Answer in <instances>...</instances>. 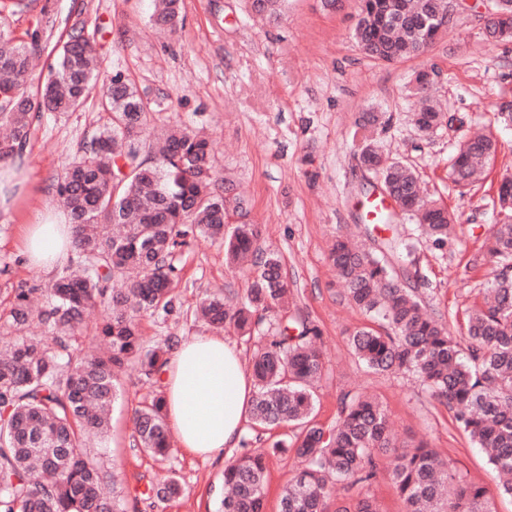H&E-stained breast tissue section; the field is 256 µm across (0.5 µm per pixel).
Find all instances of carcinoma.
Listing matches in <instances>:
<instances>
[{"label": "carcinoma", "instance_id": "obj_1", "mask_svg": "<svg viewBox=\"0 0 512 512\" xmlns=\"http://www.w3.org/2000/svg\"><path fill=\"white\" fill-rule=\"evenodd\" d=\"M284 0H250L252 12L270 24L282 18ZM379 0H359L352 37L366 55L385 63L420 57L444 34L436 14L441 0H398L385 21L370 20ZM24 0H0V160L23 155L37 123L47 112H73L101 88L109 124L83 147V156L64 167L57 195L74 224L76 262L48 284L16 291L8 311H0V512H123L104 494L112 475L83 451L85 439L110 427L117 378L132 365L146 378L159 374L170 345L144 344L138 316L171 313L173 284L179 280L175 252L197 231L224 243L227 263L248 265L252 279L233 304L205 298L198 309L215 329L249 335L266 314L285 308L290 283L279 255L260 246L258 224H224L227 207L247 209L229 179L217 176L209 141L186 130L164 138L162 151L143 154L147 103L121 72L99 85L95 49L82 32L54 45L37 32L18 39L8 15ZM180 0H155L153 27L176 32ZM485 36L512 40V0H492ZM52 57L39 75L32 60ZM418 130L429 135L448 122L424 89L415 91ZM384 124L379 112L355 121L364 132L358 162L395 196L402 212L415 217L434 247L448 243L453 218L428 199L417 171L384 156L366 132ZM497 153V141L481 134L462 142L452 159L453 182L466 187ZM494 268L483 302L470 309L466 332L448 334L428 313L418 289L403 285L382 252L336 237L329 258L350 303L376 318L380 327L353 330L348 343L376 372H411L430 395L444 402L470 440L485 450L503 477L498 493L512 497V177L502 179L497 218L486 238ZM101 305L97 337L107 344L92 353L79 343L88 311ZM38 322L49 339L19 334ZM320 329L304 318L277 327L254 354L256 393L252 419L263 427L297 423L289 446L302 460L281 494V512H329L335 486L370 484L386 475L405 512H493L486 487L455 476L448 460L423 444L398 446L389 418L376 400L350 391L341 394L336 423L312 422L315 383L324 375ZM141 450L159 457L170 451L164 397L157 394L133 415ZM266 457L248 451L224 467L220 512H264ZM41 480H32L34 471ZM455 484L454 494L444 489ZM162 501L182 494L170 476L151 486Z\"/></svg>", "mask_w": 512, "mask_h": 512}]
</instances>
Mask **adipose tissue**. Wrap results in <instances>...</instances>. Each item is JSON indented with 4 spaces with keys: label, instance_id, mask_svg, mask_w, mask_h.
<instances>
[{
    "label": "adipose tissue",
    "instance_id": "1",
    "mask_svg": "<svg viewBox=\"0 0 512 512\" xmlns=\"http://www.w3.org/2000/svg\"><path fill=\"white\" fill-rule=\"evenodd\" d=\"M72 238L68 224L29 225L25 247L31 263L53 266ZM161 376L168 424L186 452L215 460L238 448L255 386L234 343L219 334L185 339Z\"/></svg>",
    "mask_w": 512,
    "mask_h": 512
}]
</instances>
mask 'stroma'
I'll list each match as a JSON object with an SVG mask.
<instances>
[{
    "label": "stroma",
    "instance_id": "stroma-1",
    "mask_svg": "<svg viewBox=\"0 0 512 512\" xmlns=\"http://www.w3.org/2000/svg\"><path fill=\"white\" fill-rule=\"evenodd\" d=\"M26 2L9 18L14 35L35 30L54 43L71 28L83 29L102 76L124 71L147 102V143L173 127L205 135L213 143L217 170L248 197L246 219L261 225L262 246L280 252L293 301L264 319L256 336H234L244 360H251L261 337L271 335L278 322L308 316L322 333L325 360L314 423L335 422L344 392L374 397L398 440L425 442L447 458L457 476L495 492L496 473L446 405L432 398L415 375L374 372L353 354L350 332L375 321L344 299L328 259L329 244L340 233L376 248L394 237L413 241L412 260L391 252V266L399 273L414 266L428 308L441 315L451 333L463 327L491 270L484 241L497 188L512 175V124L498 117L500 106L512 103V42L485 40L487 0H463L453 28L427 55L393 64L377 63L355 45L357 0H340L333 8L324 0H285L275 25L252 15L246 0H182L183 23L170 36L150 24L153 0ZM422 70L433 72L434 95L449 118L448 125L425 137L412 120L410 95ZM364 112L384 113L388 124L378 134L384 153L416 168L428 196L453 216L455 228L444 248L426 242L407 216L396 215L389 224L367 222V192L378 179L357 161L360 141L353 132ZM108 121L94 92L81 109L46 114L37 126L19 162L26 179L13 188V207L0 211V309L22 282L55 276V269L27 262L21 227L41 213L50 223H67L54 191L56 178ZM478 128L493 135L498 152L482 180L462 188L452 183L448 166L458 142ZM175 263L181 308L169 316L142 317L146 345L211 333V326L195 315L199 301L228 292L244 297L251 281L249 270L228 269L221 242L201 236L190 238ZM121 383L110 432L91 437L87 450L105 470L118 471L117 492L126 512H218L224 461H207L180 447L165 460L142 452L135 445L132 413L155 387L133 367ZM300 466L291 453L270 459L266 512H280L282 490ZM168 475L179 478L183 497L162 502L145 494V487ZM364 497L374 500L380 512L404 510L384 478L338 484L330 507L341 512ZM494 508L512 512V498L495 492Z\"/></svg>",
    "mask_w": 512,
    "mask_h": 512
}]
</instances>
